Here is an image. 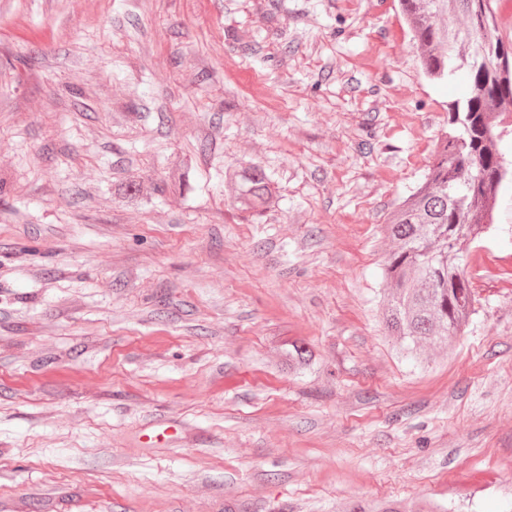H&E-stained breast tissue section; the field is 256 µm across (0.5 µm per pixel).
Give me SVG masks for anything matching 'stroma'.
<instances>
[{
	"mask_svg": "<svg viewBox=\"0 0 512 512\" xmlns=\"http://www.w3.org/2000/svg\"><path fill=\"white\" fill-rule=\"evenodd\" d=\"M465 92L398 0H0V512H512V184L458 336L379 313ZM230 179L240 182L241 202L250 208H268L274 203V193L264 170L258 165H248L229 174Z\"/></svg>",
	"mask_w": 512,
	"mask_h": 512,
	"instance_id": "stroma-1",
	"label": "stroma"
}]
</instances>
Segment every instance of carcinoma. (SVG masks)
I'll return each instance as SVG.
<instances>
[{
    "instance_id": "1",
    "label": "carcinoma",
    "mask_w": 512,
    "mask_h": 512,
    "mask_svg": "<svg viewBox=\"0 0 512 512\" xmlns=\"http://www.w3.org/2000/svg\"><path fill=\"white\" fill-rule=\"evenodd\" d=\"M467 19V30L451 32L448 3ZM495 0H399L413 34L423 74L464 78L466 94L448 109L445 136L424 181L391 215V243L383 265V322L401 348L419 355L457 335L473 311L475 297L463 256L490 225L491 212L509 163L498 149L499 117L512 114V65L498 52L512 49L496 22ZM240 182L241 202L267 208L274 193L264 170L248 165L230 173ZM310 360L296 343L285 353L290 368ZM347 512H400L393 503H355Z\"/></svg>"
}]
</instances>
